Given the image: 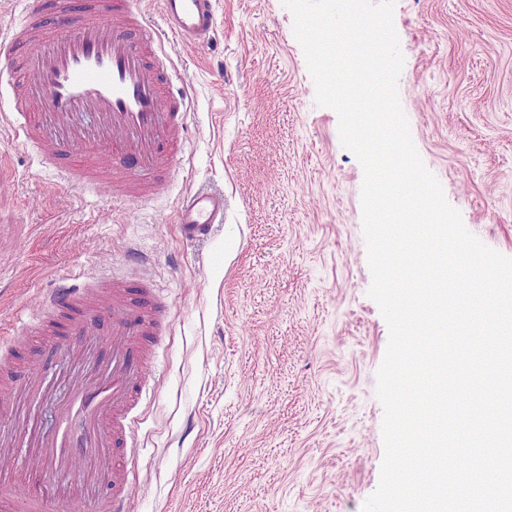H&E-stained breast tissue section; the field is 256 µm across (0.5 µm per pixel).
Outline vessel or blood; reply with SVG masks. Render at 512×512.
<instances>
[{
    "mask_svg": "<svg viewBox=\"0 0 512 512\" xmlns=\"http://www.w3.org/2000/svg\"><path fill=\"white\" fill-rule=\"evenodd\" d=\"M165 33L134 22V0H80L79 9L59 0L28 5L21 19L0 32V55L21 60L34 76L23 91L12 93L7 121L18 144L31 149L43 167L56 169L74 186L91 185L103 155H130L133 178L152 179L174 165L184 140L190 99L174 78L152 63L166 40L208 46L215 40L214 0H161ZM177 224L189 241L211 239L224 221V196L194 191L177 203ZM120 310L101 343L87 339L88 323L71 319L56 348L74 365L64 391L45 371L15 382L25 410L0 423V457L13 459L0 477V502L7 512H48L35 468L47 466L63 495L89 505L91 512H126V477L112 448L134 440L136 409L147 391L142 343L162 329L167 306L155 293L140 301L128 298L126 282L111 285ZM93 287L71 282L50 289L44 313L68 310L89 299ZM56 413V426L40 433L37 420L45 407ZM89 464L73 479L74 459ZM110 492L100 495L102 479Z\"/></svg>",
    "mask_w": 512,
    "mask_h": 512,
    "instance_id": "1",
    "label": "vessel or blood"
}]
</instances>
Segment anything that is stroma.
<instances>
[{
  "label": "stroma",
  "mask_w": 512,
  "mask_h": 512,
  "mask_svg": "<svg viewBox=\"0 0 512 512\" xmlns=\"http://www.w3.org/2000/svg\"><path fill=\"white\" fill-rule=\"evenodd\" d=\"M213 45L167 44L191 98L167 189L113 197L40 172L0 124V332L43 318L63 278L112 276L168 306L125 456L129 512H361L385 443L389 326L370 296L364 170L283 0H217ZM412 142L465 229L512 258V0H394ZM224 195L188 242L179 196ZM144 266L127 260L130 250ZM19 338L43 368L64 316Z\"/></svg>",
  "instance_id": "stroma-1"
}]
</instances>
